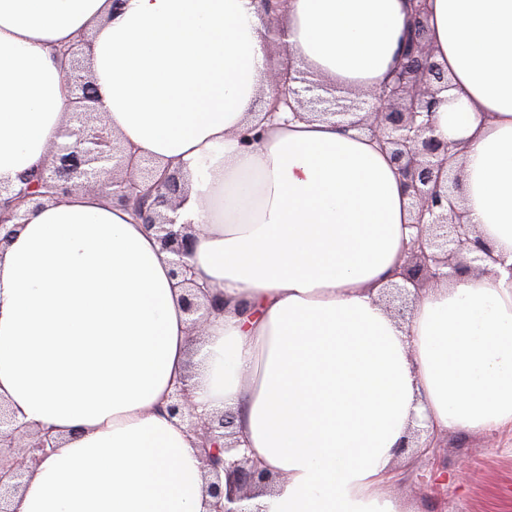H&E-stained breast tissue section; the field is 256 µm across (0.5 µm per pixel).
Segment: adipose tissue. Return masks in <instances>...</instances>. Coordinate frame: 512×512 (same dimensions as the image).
<instances>
[{
	"label": "adipose tissue",
	"mask_w": 512,
	"mask_h": 512,
	"mask_svg": "<svg viewBox=\"0 0 512 512\" xmlns=\"http://www.w3.org/2000/svg\"><path fill=\"white\" fill-rule=\"evenodd\" d=\"M448 73L433 133L506 265L383 294L413 212L388 150L334 121L269 113L266 79L302 63L353 92L401 61L409 0H288L278 51L262 0H0V181L43 167L74 109L55 47L87 37L114 138L180 169L195 281L223 313L190 345L182 290L152 232L104 195L30 207L0 248V402L56 438L10 512H214L196 439L166 404L235 414L276 474L262 512H410L390 485L412 426L512 431V0H429ZM260 138L240 142L249 129Z\"/></svg>",
	"instance_id": "obj_1"
}]
</instances>
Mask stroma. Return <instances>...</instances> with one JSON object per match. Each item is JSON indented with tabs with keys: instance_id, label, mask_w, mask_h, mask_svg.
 <instances>
[{
	"instance_id": "35a3bbf8",
	"label": "stroma",
	"mask_w": 512,
	"mask_h": 512,
	"mask_svg": "<svg viewBox=\"0 0 512 512\" xmlns=\"http://www.w3.org/2000/svg\"><path fill=\"white\" fill-rule=\"evenodd\" d=\"M392 489L416 512H512V433L445 434L397 455Z\"/></svg>"
}]
</instances>
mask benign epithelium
Listing matches in <instances>:
<instances>
[{"label":"benign epithelium","mask_w":512,"mask_h":512,"mask_svg":"<svg viewBox=\"0 0 512 512\" xmlns=\"http://www.w3.org/2000/svg\"><path fill=\"white\" fill-rule=\"evenodd\" d=\"M410 11L404 61L392 81L378 91L342 103L321 95L328 91L324 84L306 80L288 63L271 76L274 98L294 116L305 112L364 130L390 151L415 212L412 227L416 233L397 273L401 281L392 283L389 292L390 301L399 302L402 319L410 314L421 289L472 270H485L490 262L505 264L467 224V214L456 196L458 178L444 176L448 152L454 145L435 137L425 116L434 112L439 94L448 89V77L427 39L428 0H410ZM61 59L68 62L65 81L75 107L63 129L62 142L52 146L48 163L36 174V184L25 203L38 205L41 197L82 187L133 208L141 223L155 234L160 252L168 256L172 277L186 286L182 302L189 331L201 335L211 315L224 309V300L196 285L192 278L188 258L196 231L191 224L177 223V211L187 200L180 173L166 170L158 177L153 160L126 155L107 133L97 107V90L79 52L70 47L62 51ZM166 410L200 440L199 456L209 476L207 493L227 498L217 512H248L237 503L257 497L272 476L245 454L225 466L224 453L237 445L234 414L197 413L185 381L175 387ZM51 447L49 435L17 423L9 408L0 403V512H9L8 498ZM226 481L235 492L224 494Z\"/></svg>","instance_id":"7a95c632"}]
</instances>
